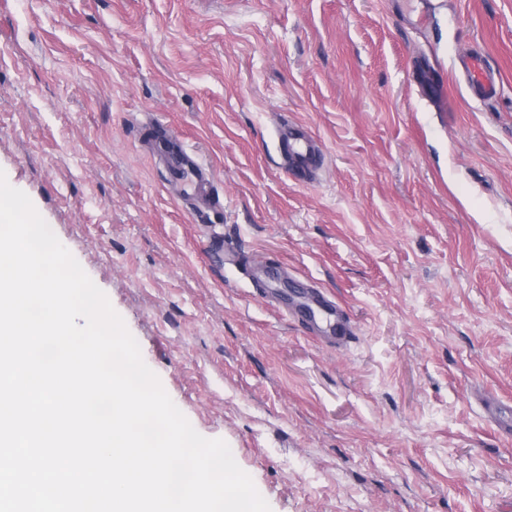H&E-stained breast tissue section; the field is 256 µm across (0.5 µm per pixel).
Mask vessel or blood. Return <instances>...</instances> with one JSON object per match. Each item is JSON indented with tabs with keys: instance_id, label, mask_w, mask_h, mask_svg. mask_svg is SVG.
Returning <instances> with one entry per match:
<instances>
[{
	"instance_id": "vessel-or-blood-1",
	"label": "vessel or blood",
	"mask_w": 512,
	"mask_h": 512,
	"mask_svg": "<svg viewBox=\"0 0 512 512\" xmlns=\"http://www.w3.org/2000/svg\"><path fill=\"white\" fill-rule=\"evenodd\" d=\"M465 82L472 96L479 99L495 97L499 86L492 76L483 55L466 54L463 61ZM278 141L284 165L288 171L310 174L319 170L325 160L314 135L303 125L285 122L278 128ZM158 147L168 167L188 179L195 195L208 193L212 183V173L208 166L198 161L193 151L176 132L161 130ZM279 298L285 299L289 313L304 328L317 331L336 344L344 345L352 341L356 327L344 310L329 301L317 289L306 290L303 299H288L286 291H279Z\"/></svg>"
}]
</instances>
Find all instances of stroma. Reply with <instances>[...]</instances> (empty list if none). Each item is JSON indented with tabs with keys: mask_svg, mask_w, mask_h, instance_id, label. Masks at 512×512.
Wrapping results in <instances>:
<instances>
[{
	"mask_svg": "<svg viewBox=\"0 0 512 512\" xmlns=\"http://www.w3.org/2000/svg\"><path fill=\"white\" fill-rule=\"evenodd\" d=\"M161 124L209 198L150 155ZM0 170L272 512H512V0H0ZM277 264L353 343L263 297ZM463 70L465 82L472 96L479 99L495 97L499 86L492 76L483 55L468 53L464 56ZM278 141L285 168L293 173L310 174L325 160L315 136L303 125L286 121L279 125ZM285 301L289 313L306 329L323 334L337 345H345L356 336V327L344 310L329 301L317 289H304L303 299L290 300L289 293L281 288H269Z\"/></svg>",
	"mask_w": 512,
	"mask_h": 512,
	"instance_id": "1",
	"label": "stroma"
}]
</instances>
